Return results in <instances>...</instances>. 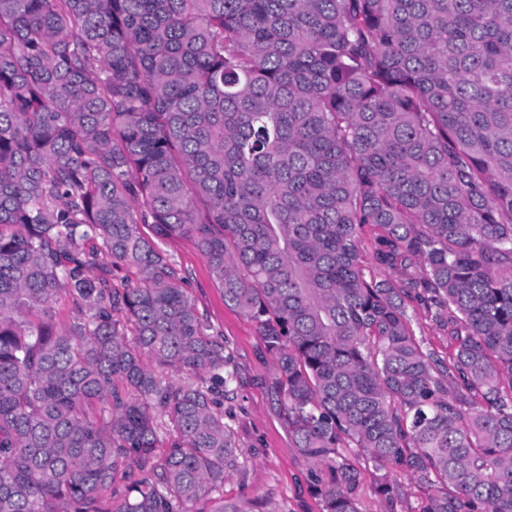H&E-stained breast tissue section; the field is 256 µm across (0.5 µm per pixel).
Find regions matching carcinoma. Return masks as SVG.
Masks as SVG:
<instances>
[{"label":"carcinoma","mask_w":512,"mask_h":512,"mask_svg":"<svg viewBox=\"0 0 512 512\" xmlns=\"http://www.w3.org/2000/svg\"><path fill=\"white\" fill-rule=\"evenodd\" d=\"M141 224L256 323L321 512L362 457L383 512H512V0H0V512H246L237 368ZM418 313L419 324L416 328L417 334L422 335L427 343H429V347L440 355L445 356L448 354V336L435 327L424 309H420Z\"/></svg>","instance_id":"cac0c4a2"}]
</instances>
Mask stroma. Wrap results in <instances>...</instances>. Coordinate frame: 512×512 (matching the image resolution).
<instances>
[{
	"label": "stroma",
	"instance_id": "1",
	"mask_svg": "<svg viewBox=\"0 0 512 512\" xmlns=\"http://www.w3.org/2000/svg\"><path fill=\"white\" fill-rule=\"evenodd\" d=\"M159 248L187 276V289L205 323L223 334L239 373L224 420L235 435L237 465L224 480V501L249 512H320L313 493V466L296 451L269 385L273 359L255 323L224 303L204 257L186 237L164 238Z\"/></svg>",
	"mask_w": 512,
	"mask_h": 512
}]
</instances>
